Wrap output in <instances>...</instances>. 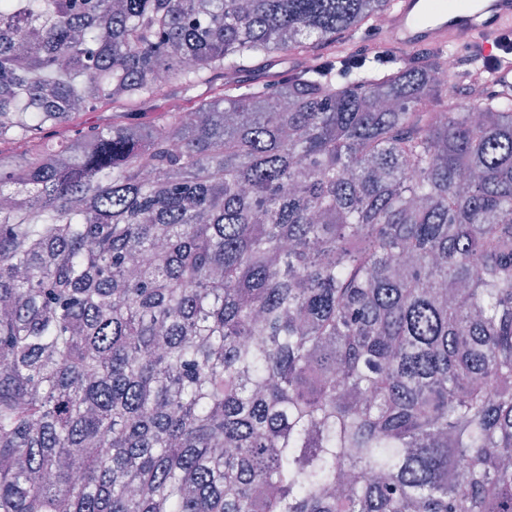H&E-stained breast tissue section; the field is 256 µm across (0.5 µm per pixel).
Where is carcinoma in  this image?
Listing matches in <instances>:
<instances>
[{"mask_svg":"<svg viewBox=\"0 0 512 512\" xmlns=\"http://www.w3.org/2000/svg\"><path fill=\"white\" fill-rule=\"evenodd\" d=\"M392 2L0 0V512H512V91ZM207 90L208 88L205 85L191 90H184L180 85L175 84L173 85L170 98L154 103L149 110L139 112H148L146 115L148 118H152L159 112H181L183 107H187L190 104V99L194 100L205 96Z\"/></svg>","mask_w":512,"mask_h":512,"instance_id":"obj_1","label":"carcinoma"}]
</instances>
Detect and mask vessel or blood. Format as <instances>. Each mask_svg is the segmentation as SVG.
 Masks as SVG:
<instances>
[{"mask_svg":"<svg viewBox=\"0 0 512 512\" xmlns=\"http://www.w3.org/2000/svg\"><path fill=\"white\" fill-rule=\"evenodd\" d=\"M383 42L413 50L456 45L475 46L498 59V87L512 89V54L502 51L501 34L512 32V0H459L458 7L436 8L432 0H395Z\"/></svg>","mask_w":512,"mask_h":512,"instance_id":"b4317fda","label":"vessel or blood"}]
</instances>
